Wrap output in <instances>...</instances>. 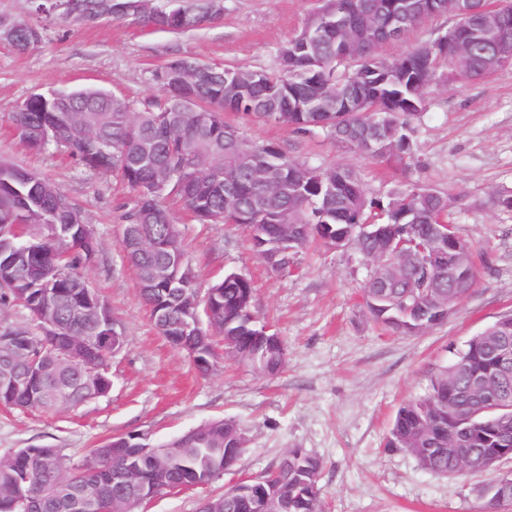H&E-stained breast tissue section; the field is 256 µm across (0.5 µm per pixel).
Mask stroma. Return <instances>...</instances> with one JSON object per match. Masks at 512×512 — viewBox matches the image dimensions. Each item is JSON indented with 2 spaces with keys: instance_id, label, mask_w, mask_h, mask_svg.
I'll use <instances>...</instances> for the list:
<instances>
[{
  "instance_id": "obj_1",
  "label": "stroma",
  "mask_w": 512,
  "mask_h": 512,
  "mask_svg": "<svg viewBox=\"0 0 512 512\" xmlns=\"http://www.w3.org/2000/svg\"><path fill=\"white\" fill-rule=\"evenodd\" d=\"M316 0H224V17L185 32L103 19L86 25L37 15L32 0H0V18L42 31L25 52L0 42V158L39 171L82 208L100 242L85 272L111 308L124 349L111 358L110 392L74 410L21 412L0 407V455L50 446L71 462L118 435L160 443L214 419L248 431L237 465L207 485L156 497L144 512H196L204 499L241 479L270 471L291 448L323 462L322 512H483L481 490L512 470V461L480 473L439 477L408 452L387 446L398 409L423 396L455 347L512 313V66L483 80H464L440 66L420 118L412 123L405 165L367 158L324 132L290 129L226 113L255 143L272 142L291 158L360 173L369 194L387 198L398 185L455 196L445 217L474 247L477 283L441 323L416 333L377 324L362 288L367 276L354 245L315 242L298 249L285 272L254 251L248 230L198 224L170 202L201 284L236 271L254 282L258 321L280 337L286 352L276 375L242 362L218 361L199 376L186 352L152 327L136 274L119 248L124 206L132 190L112 177L83 170L63 148L33 153L20 142L12 116L31 95L93 87L140 101L160 96L151 70L176 56L224 66L270 69L278 45L293 37Z\"/></svg>"
}]
</instances>
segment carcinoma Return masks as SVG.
<instances>
[{
	"mask_svg": "<svg viewBox=\"0 0 512 512\" xmlns=\"http://www.w3.org/2000/svg\"><path fill=\"white\" fill-rule=\"evenodd\" d=\"M389 0H325L301 31L282 43L277 70L212 66L193 84L183 87L170 79L167 65L150 72V81L164 96L143 101L112 97L94 88L76 94L42 93L27 99L12 121L20 139L35 152L63 147L82 168L112 175L135 192L125 214L131 238L156 243L149 249L121 247L134 268L149 319L169 344L188 351L179 336L184 321L196 319L202 329L235 343L249 355L257 373L274 375L284 364L266 355L252 339L260 323L253 311L254 286L247 276L229 271L201 291L197 269L189 258L179 225L173 222L166 199L184 203L200 224H241L251 243L275 270L288 268L296 250L327 236L352 243L367 263L382 254L393 238H401L398 217L411 213L416 242L424 243L432 225L448 211V195L425 194L417 187L397 188L388 202L368 195L359 173L351 168H323L289 157L275 144L235 141L224 121L234 112L301 134L323 130L341 144L352 143L360 154L386 155L403 162L411 152V122L421 117L425 93L420 86L435 82L437 64L456 69L452 48L435 42L415 46L390 59L378 55L386 43L403 40L420 17L447 14L432 2L420 17L401 24L387 10ZM471 15L512 19V0H466ZM208 0H187L188 25L173 24L170 11L151 3L127 22L157 30L184 32L212 22ZM498 53L512 55V38L491 47L469 39V63L456 69L470 79L489 77L488 61ZM196 111L175 108L183 94ZM273 206L300 225L288 243L282 227L267 219ZM368 224L375 234L359 236L357 225ZM89 226L82 210L54 183L33 169L0 159V362L12 359L24 383L0 382V405L19 410L54 412L76 408L105 396L112 387V354L85 353L81 365L62 353L74 337L102 336L112 330V313L95 311L96 294L84 287L90 252L100 243L84 242ZM181 258L177 280L165 278L167 254ZM442 280L443 288H423ZM378 288H363L370 316L394 331L407 327L392 320L398 313L419 308L421 323L443 320L448 272L409 262L391 280L383 295L390 310L378 308ZM27 312L24 325L9 322L12 308ZM508 332L482 333L471 338L462 365L451 362L430 381L428 392L397 411L389 448L412 454L421 469L435 474L455 469L461 456L470 471L483 472L499 458L512 459V435L504 439L486 425V410L478 383L512 396V372L503 375L492 357ZM246 439V429L231 419H216L195 428V441L182 436L162 447H150L141 437L119 436L91 449L78 463H68L58 448H18L0 455V512H87L81 502L100 509L128 501L140 491L158 487L160 474L168 484H208L224 470V442ZM141 448H125V440ZM322 461L298 448L288 450L265 483L246 480L237 489L202 501L198 512H260L262 496L276 498L279 512H321L318 478Z\"/></svg>",
	"mask_w": 512,
	"mask_h": 512,
	"instance_id": "carcinoma-1",
	"label": "carcinoma"
}]
</instances>
